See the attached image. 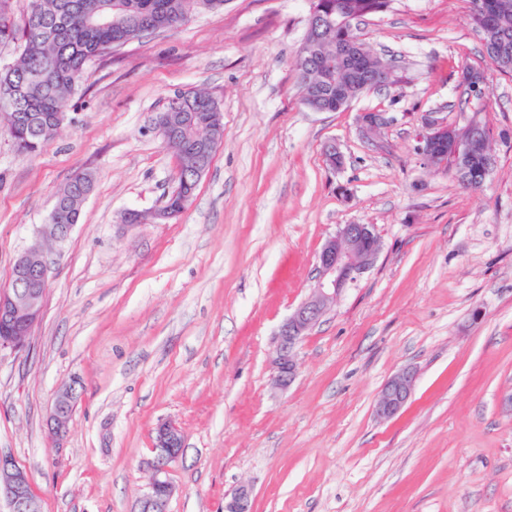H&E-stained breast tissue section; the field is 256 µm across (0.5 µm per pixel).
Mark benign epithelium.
I'll return each mask as SVG.
<instances>
[{
	"label": "benign epithelium",
	"instance_id": "benign-epithelium-1",
	"mask_svg": "<svg viewBox=\"0 0 512 512\" xmlns=\"http://www.w3.org/2000/svg\"><path fill=\"white\" fill-rule=\"evenodd\" d=\"M329 19L324 13L323 0H312L308 18L310 43L321 38ZM223 113L210 112L206 121L196 125L185 112H165L158 116L156 126L167 143L191 132L197 140L195 149L180 161V173L199 180L207 171V153L224 140ZM362 134L375 138L386 125L382 112H361L358 116ZM425 131L419 136L418 150L429 165L449 163L454 168L463 166L471 149L480 144L486 169L493 165L488 149L489 140L483 135L481 123L472 120L457 129L435 117L428 116ZM175 216L165 206L150 212H133L124 216L130 226L148 221L169 220ZM72 229L70 224H46L43 237L51 242L65 239ZM381 250L380 239L370 224H342L323 244L317 259L315 286L281 322L276 333L273 373L274 388L286 390L297 376L295 349L303 338L317 326L336 304L342 293L375 264ZM48 266L45 250L34 246L14 262L10 280L0 287V348L13 351L25 349L33 327L40 321L47 291ZM417 373L406 367L383 384L374 407L375 416L388 421L398 416L409 403ZM82 385L74 380L61 388L54 397L47 419L48 436L60 440L69 431L74 408L81 397ZM184 450L180 427L172 421L157 425L153 437L150 477L147 492L139 499L136 512H169L168 505L175 493L169 472ZM252 489L247 484L237 487L224 501V512H251ZM6 502L8 512H41L39 500L33 494L28 472L12 458L0 454V502Z\"/></svg>",
	"mask_w": 512,
	"mask_h": 512
}]
</instances>
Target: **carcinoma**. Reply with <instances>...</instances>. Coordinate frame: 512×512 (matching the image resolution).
I'll list each match as a JSON object with an SVG mask.
<instances>
[{
    "instance_id": "cac0c4a2",
    "label": "carcinoma",
    "mask_w": 512,
    "mask_h": 512,
    "mask_svg": "<svg viewBox=\"0 0 512 512\" xmlns=\"http://www.w3.org/2000/svg\"><path fill=\"white\" fill-rule=\"evenodd\" d=\"M14 0H0V48L17 45L22 52L8 68L0 69V113H9L6 132L18 149L30 156L40 154L58 127L57 115L66 110L78 91L89 64L112 54V50L145 33L172 30L190 11L202 7L224 8V0H38V14L15 21ZM333 15L359 19L386 11L391 0H325ZM471 20L481 37L491 63L501 66L512 58V0H472ZM99 13L121 18L117 25L92 29L86 19ZM341 27L322 32L315 57L336 55L347 41ZM372 57L352 58L339 83H322L320 104L336 111V86L358 93L378 89L369 82ZM166 112H216L217 104L201 90L179 91L168 100ZM484 163L474 151L468 170L460 176L465 186L478 189L484 184ZM198 182L178 181L171 193L173 204L190 202ZM91 189V180L73 176L64 186L58 202L60 223L76 224L80 203Z\"/></svg>"
}]
</instances>
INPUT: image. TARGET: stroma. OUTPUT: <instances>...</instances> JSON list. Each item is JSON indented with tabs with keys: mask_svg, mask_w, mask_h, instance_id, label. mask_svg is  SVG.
I'll return each mask as SVG.
<instances>
[{
	"mask_svg": "<svg viewBox=\"0 0 512 512\" xmlns=\"http://www.w3.org/2000/svg\"><path fill=\"white\" fill-rule=\"evenodd\" d=\"M310 7L196 10L90 65L38 157L0 134V286L55 191L94 177L79 223L47 249L28 348L0 350V453L29 472L42 512H134L167 420L185 445L169 512H223L242 483L253 512H512V75L487 60L471 0H392L359 35L393 55L399 83L312 111L294 68ZM466 69L484 96L462 107ZM189 88L219 104L224 141L182 214L124 225L176 187L154 118ZM361 112L387 113L375 139ZM432 112L487 128L481 189L423 161ZM330 142L343 168L327 163ZM342 224L374 226L378 261L298 345L293 384L274 389L275 332ZM406 367L411 400L378 420L383 384ZM76 379L69 432L50 440L54 395Z\"/></svg>",
	"mask_w": 512,
	"mask_h": 512,
	"instance_id": "stroma-1",
	"label": "stroma"
}]
</instances>
